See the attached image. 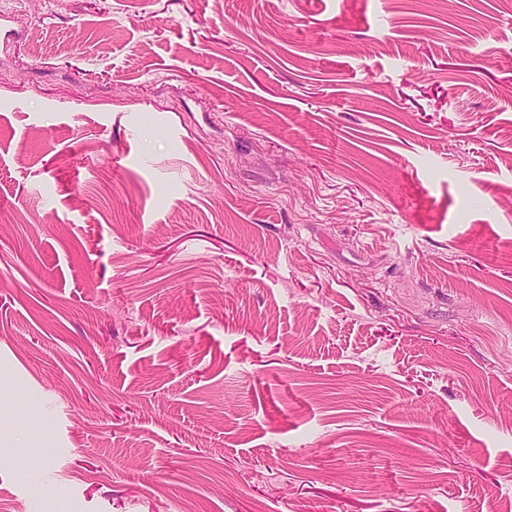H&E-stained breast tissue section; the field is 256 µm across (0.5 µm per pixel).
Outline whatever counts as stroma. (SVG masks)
Wrapping results in <instances>:
<instances>
[{
    "label": "stroma",
    "instance_id": "35a3bbf8",
    "mask_svg": "<svg viewBox=\"0 0 512 512\" xmlns=\"http://www.w3.org/2000/svg\"><path fill=\"white\" fill-rule=\"evenodd\" d=\"M0 512L512 501V0H0Z\"/></svg>",
    "mask_w": 512,
    "mask_h": 512
}]
</instances>
